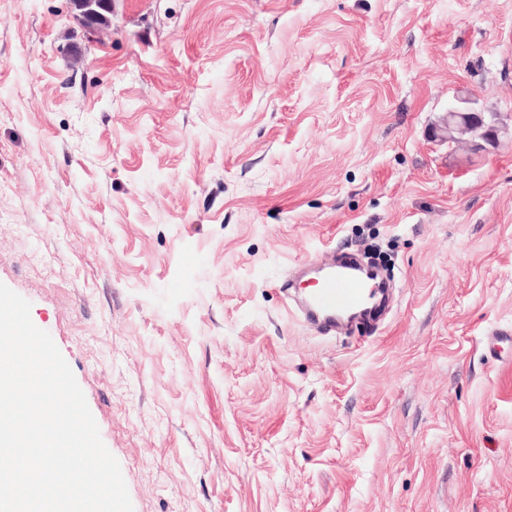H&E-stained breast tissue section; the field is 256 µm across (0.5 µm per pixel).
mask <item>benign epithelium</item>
Wrapping results in <instances>:
<instances>
[{"label":"benign epithelium","instance_id":"7a95c632","mask_svg":"<svg viewBox=\"0 0 512 512\" xmlns=\"http://www.w3.org/2000/svg\"><path fill=\"white\" fill-rule=\"evenodd\" d=\"M73 16L84 33L91 34L112 26V0H69ZM512 139V129L503 126L493 115L487 116L470 99L457 98L433 129V137L448 144L467 140L476 150L495 145L501 138Z\"/></svg>","mask_w":512,"mask_h":512}]
</instances>
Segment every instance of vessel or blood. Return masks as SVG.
I'll use <instances>...</instances> for the list:
<instances>
[{
	"label": "vessel or blood",
	"mask_w": 512,
	"mask_h": 512,
	"mask_svg": "<svg viewBox=\"0 0 512 512\" xmlns=\"http://www.w3.org/2000/svg\"><path fill=\"white\" fill-rule=\"evenodd\" d=\"M317 286L301 301L305 324L326 335L345 324L376 317L372 303L375 285L370 273H359L352 260L330 257L310 267Z\"/></svg>",
	"instance_id": "obj_1"
}]
</instances>
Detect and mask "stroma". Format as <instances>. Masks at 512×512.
Masks as SVG:
<instances>
[{"label": "stroma", "instance_id": "35a3bbf8", "mask_svg": "<svg viewBox=\"0 0 512 512\" xmlns=\"http://www.w3.org/2000/svg\"><path fill=\"white\" fill-rule=\"evenodd\" d=\"M512 0H0V283L134 512H512ZM377 247L322 336L295 263ZM73 16L84 33L110 28L112 0H69ZM494 115L487 116L466 97L445 112L433 129V137L448 144L468 140L475 150L496 145L504 136L512 139V129L503 126Z\"/></svg>", "mask_w": 512, "mask_h": 512}]
</instances>
